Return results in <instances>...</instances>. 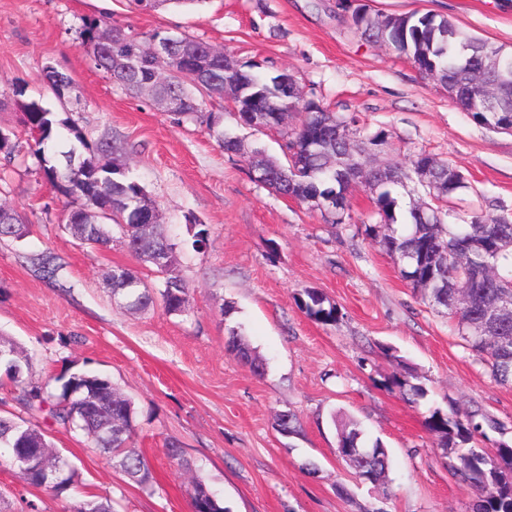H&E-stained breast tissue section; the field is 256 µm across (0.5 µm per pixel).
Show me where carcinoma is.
Returning a JSON list of instances; mask_svg holds the SVG:
<instances>
[{"mask_svg":"<svg viewBox=\"0 0 512 512\" xmlns=\"http://www.w3.org/2000/svg\"><path fill=\"white\" fill-rule=\"evenodd\" d=\"M108 29L112 43L100 42V33ZM165 35L156 30L141 36L116 26L103 16L84 19L79 39L96 69L106 73L112 84L128 95H138L147 87L173 96L183 104L171 115L175 124L191 120L216 138L224 151L235 153L238 143L221 129L222 114L206 109L209 102H238L247 96L275 111L277 119L266 123L279 127L296 115L297 126L290 133L286 147L291 160L281 163L261 150L252 151L247 165L254 179L270 192L285 198H298L311 208L324 212L322 204L336 188V175L343 172L349 187L357 184L362 163L337 136L341 128L353 134L356 118L339 117L323 107L308 102L300 104L280 95L278 76L266 80L247 72V83L240 85L229 79L224 66L204 63L191 76H169L167 82L153 81L155 74L172 66L146 50V42ZM360 35L369 42L385 46L406 57L424 76L456 90L453 101L473 120L492 130L512 126V89L499 87V94L489 96V87L498 76L488 69L494 57L508 60L512 53L465 32L445 17L432 13L366 14ZM43 77L57 99L80 103V95L72 77L53 68ZM25 145L12 142L9 134L0 137V151L11 160L12 153L25 152L34 158L44 181L65 198L66 206L80 213L82 223L89 225L86 244L106 248L119 234L128 251L141 265L151 264V257L163 254L166 268L159 289L147 286L136 271L126 266L113 267L110 289L118 292L117 306L142 312L161 302L170 314L182 315L190 309L189 288L179 274V257L171 243L167 227L152 225L143 237L135 220L152 199L133 178L130 168L112 158L110 139L97 141L87 134L71 116H61L38 100L22 104ZM432 176L440 194L436 205L442 216L446 206L467 188L460 170L446 160L433 159ZM414 179L413 170L402 164L389 166V174L374 177L364 191L374 204L381 220L364 225V233L379 241L401 263L400 276L422 297L437 308H443L455 321L457 334L470 349L487 362L493 379L501 385H512V319H502L491 311L493 304L512 298V218L505 213L482 211L459 224L431 223L432 212L419 207L407 210V230L397 227L398 200L393 196L397 186ZM28 233V220L14 207H9L8 223L0 222V239L19 240ZM464 288L470 301L466 308L454 310L451 302L456 291ZM304 312L321 323L336 321L337 309L315 289H304L299 299ZM229 348L250 363L254 370L262 368L238 334L231 333ZM0 377H5L21 390L17 398L31 412L47 413L53 422L79 431L88 447L110 456L112 468L129 482L147 488L153 481L149 461L135 448V410L131 399L116 389L111 381L86 373H75L62 384V392L54 396L41 385L25 383L29 357L17 343L0 338ZM475 411L439 409L425 419L427 430L435 434L443 448L456 454L457 475L476 494L473 512H512V447L501 446L493 452L476 446L482 424ZM51 447L45 432L23 418L0 416V463L17 468L16 450L20 447ZM338 447L351 448L345 461L352 469L369 471L371 481L386 483L390 456L380 439L368 441L360 424L350 422L338 434ZM60 480L50 490L61 496L75 483L77 471L70 463L59 460ZM193 512H229L223 503L201 482L193 486Z\"/></svg>","mask_w":512,"mask_h":512,"instance_id":"obj_1","label":"carcinoma"}]
</instances>
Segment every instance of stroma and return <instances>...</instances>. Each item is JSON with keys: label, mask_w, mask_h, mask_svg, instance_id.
Wrapping results in <instances>:
<instances>
[{"label": "stroma", "mask_w": 512, "mask_h": 512, "mask_svg": "<svg viewBox=\"0 0 512 512\" xmlns=\"http://www.w3.org/2000/svg\"><path fill=\"white\" fill-rule=\"evenodd\" d=\"M389 14L432 12L512 52V0H362ZM107 16L136 33L180 32L223 50L241 65L276 75L288 70L305 100L353 113L362 136L383 133V162L424 151L457 166L467 182L447 221L493 207L512 214V133L474 122L447 90L411 62L361 37L337 0H204L194 9L139 10L131 0H0V130L22 135V102L60 105L45 67L66 72L80 90L74 120L118 151L163 215L177 245L191 309L162 306L131 314L116 306L103 279L137 267L154 287L155 267L137 266L121 240L110 249L79 244L66 230L62 200L34 158L0 157V200L29 220L26 239L0 241V336L27 351L29 382L60 394V375L108 376L135 408L136 446L154 483L128 484L82 434L42 415L34 420L79 473L63 496L25 485L0 467V512H70L89 496L118 512H193L191 480L200 478L229 512H473V490L454 474L459 461L427 431L433 409L479 410V447L512 446V386L496 383L447 318L401 278L395 258L357 225L380 220L363 189L351 196L345 225L325 222L306 204L255 182L245 153L282 158L290 125L263 131L223 114L243 151L225 153L198 124L172 123L148 96L132 97L97 70L79 44L84 18ZM208 231L194 250L188 217ZM48 252L64 266L47 278L31 261ZM335 304L323 325L301 309L302 289ZM265 362L254 374L228 347L231 331ZM421 386L411 404L392 376ZM295 413L296 435L276 415ZM362 423L392 457L387 489L359 479L340 457L333 416ZM175 443L182 462L167 458Z\"/></svg>", "instance_id": "35a3bbf8"}]
</instances>
